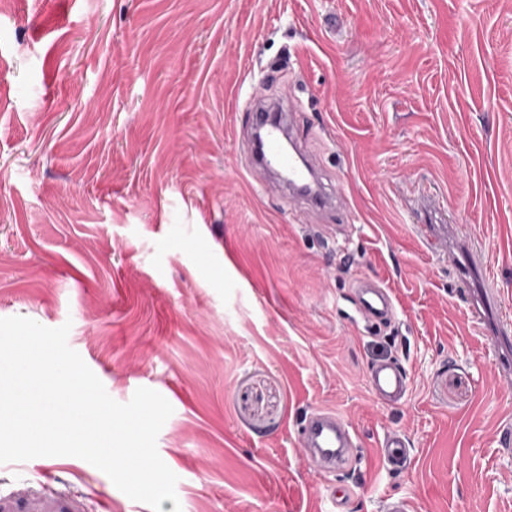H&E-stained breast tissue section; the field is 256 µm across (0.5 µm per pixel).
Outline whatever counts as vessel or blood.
<instances>
[{
	"label": "vessel or blood",
	"instance_id": "obj_1",
	"mask_svg": "<svg viewBox=\"0 0 512 512\" xmlns=\"http://www.w3.org/2000/svg\"><path fill=\"white\" fill-rule=\"evenodd\" d=\"M290 110L291 104L284 97L266 105L250 106V130L255 137L246 143L248 172L262 188H275L300 198L310 212L334 210L338 197L304 151ZM357 304L364 318L372 323L390 318L395 312L391 289L371 279L360 282ZM368 383L372 393L388 403L400 402L408 391L404 367L390 359L370 367ZM298 433L317 472L352 468L358 455L354 434L335 412L311 410L302 419ZM380 453L384 463L397 466L409 458L410 444L404 437L392 434L381 442Z\"/></svg>",
	"mask_w": 512,
	"mask_h": 512
}]
</instances>
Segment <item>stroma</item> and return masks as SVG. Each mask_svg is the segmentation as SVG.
Here are the masks:
<instances>
[{
	"mask_svg": "<svg viewBox=\"0 0 512 512\" xmlns=\"http://www.w3.org/2000/svg\"><path fill=\"white\" fill-rule=\"evenodd\" d=\"M290 94L341 196L260 190L252 96ZM436 249H426L419 227ZM395 314L370 327L366 278ZM498 293L484 307L487 289ZM70 324L116 401L160 393L162 512H512V0H10L0 9V318ZM399 361L379 401L371 364ZM353 430L349 473L298 424ZM408 466L379 457L387 434ZM0 512H151L69 456L0 470ZM368 383L372 393L387 403L400 402L409 386L404 367L390 359L369 368ZM298 433L317 472H342L353 467L358 455L354 434L335 412L324 408L311 410L300 422ZM384 463L390 466L404 464L410 456V444L402 436L388 435L379 445Z\"/></svg>",
	"mask_w": 512,
	"mask_h": 512,
	"instance_id": "1",
	"label": "stroma"
}]
</instances>
